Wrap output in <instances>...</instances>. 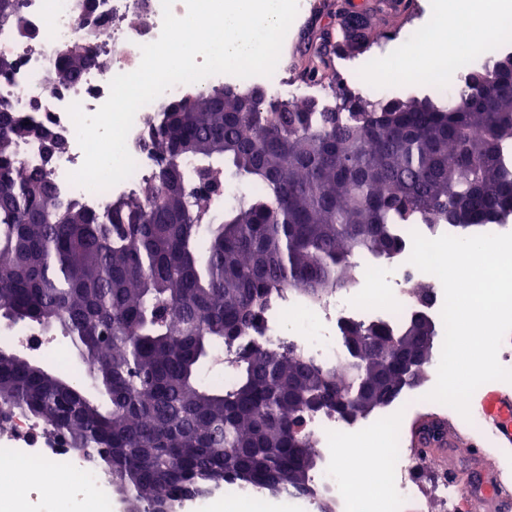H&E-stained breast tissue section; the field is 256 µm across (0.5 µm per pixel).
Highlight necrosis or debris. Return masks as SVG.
Instances as JSON below:
<instances>
[{
	"label": "necrosis or debris",
	"instance_id": "obj_1",
	"mask_svg": "<svg viewBox=\"0 0 512 512\" xmlns=\"http://www.w3.org/2000/svg\"><path fill=\"white\" fill-rule=\"evenodd\" d=\"M103 9L106 20L97 30L96 41L112 64L106 70L86 68L70 81L57 82L53 76L63 49L79 34L75 0H22V15L32 40L0 29V55L16 63L9 75H0V100L29 113L36 124L59 134L66 143L65 150L48 163L43 161L36 144H22L18 148L20 159L31 168L48 164L60 199H78L97 211L104 210L112 200L137 191L150 176L154 156L145 145L148 123L162 105L178 99L186 90L185 85H175L137 111L126 141L136 163L128 179L100 192L73 185L69 175L81 167L84 153L68 114L69 106L77 103L85 113H95L110 95L112 78L136 70L141 62V45L154 42L162 31V0H104ZM397 231L405 241L403 250L388 259L356 258L359 276L351 287L320 300L271 298L261 336L273 343L292 342L310 359L333 369L343 365L347 357L343 324L403 322L419 309L415 306L414 288L420 281L431 286L429 298L420 309L430 317H440L444 303L442 284L436 276L425 274L410 263V241L416 232L433 239L446 234L447 229L401 224ZM8 335L13 342L55 362L58 368L69 367L67 348L48 339L42 331L20 326L9 329ZM422 401L419 392L398 396L368 422L369 427L383 430L386 435L377 461L387 471L395 491L385 498V512H406L410 507L415 512H429L421 497L422 467L414 449L405 447L399 433L403 415ZM302 428L322 454L323 464L314 474L315 482L327 488L342 487L344 480L336 470V459L352 457L359 440L358 430L327 411L306 416ZM1 436L8 437L11 446L0 451V472L26 465L29 476L25 486L42 500L55 502L58 512H67L70 501L101 489L103 481L86 457L70 452L48 455L42 433L33 420L17 416L1 422ZM51 459L61 462L70 476L68 497L63 501L58 500L51 486L37 478Z\"/></svg>",
	"mask_w": 512,
	"mask_h": 512
}]
</instances>
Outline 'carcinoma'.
I'll list each match as a JSON object with an SVG mask.
<instances>
[{"label": "carcinoma", "instance_id": "1", "mask_svg": "<svg viewBox=\"0 0 512 512\" xmlns=\"http://www.w3.org/2000/svg\"><path fill=\"white\" fill-rule=\"evenodd\" d=\"M341 43L369 44L372 18L340 15ZM0 26L28 35L17 0ZM298 47L310 81L330 68L329 33ZM512 56L471 72L448 103L314 99L244 102L227 87L186 94L150 125L166 161L103 212L57 197L47 166L24 170L17 147L53 140L23 112L0 110V315L57 326L86 362L106 406L78 384L0 347V419L41 423L83 451L126 498L128 512H172L227 483L291 491L335 512L313 471L322 456L298 427L336 405L372 412L394 396L401 367L424 377L435 329L343 328L349 359L333 371L293 345L257 336L274 296L318 299L349 287L356 255L401 251L396 224L471 230L512 215ZM95 61L90 39L67 49L52 80ZM196 166L188 169L183 161ZM259 186L211 217L226 175ZM235 350L234 378L206 387L214 346Z\"/></svg>", "mask_w": 512, "mask_h": 512}]
</instances>
